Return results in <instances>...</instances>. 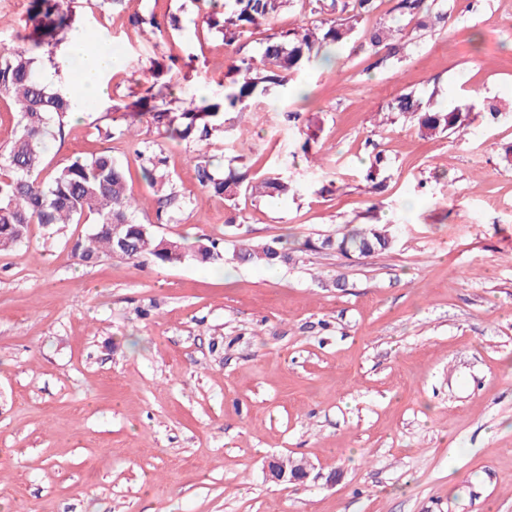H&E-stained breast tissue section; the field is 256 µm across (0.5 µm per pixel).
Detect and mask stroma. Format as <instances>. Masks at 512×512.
I'll list each match as a JSON object with an SVG mask.
<instances>
[{
    "label": "stroma",
    "mask_w": 512,
    "mask_h": 512,
    "mask_svg": "<svg viewBox=\"0 0 512 512\" xmlns=\"http://www.w3.org/2000/svg\"><path fill=\"white\" fill-rule=\"evenodd\" d=\"M397 2L376 0L367 24L404 29L398 57L331 51L294 76L297 95L233 114L209 148L219 174L287 162L299 196L224 200L196 180L199 144L141 123L180 196L169 223L112 109L142 96L160 53L125 15L83 11L128 67L67 122L46 169L111 152L157 235L217 239L228 254L283 236L298 255L276 269L85 266L72 244L90 225H31L0 252V512H512V0H447L432 31ZM143 4L180 16L177 81L199 98L269 35L316 20L298 6L228 46L195 0ZM408 92L503 110L424 137L380 119ZM363 224L386 225L391 248L303 247ZM271 456L306 459L309 480L268 481Z\"/></svg>",
    "instance_id": "obj_1"
}]
</instances>
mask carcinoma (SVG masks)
Returning <instances> with one entry per match:
<instances>
[{"label": "carcinoma", "mask_w": 512, "mask_h": 512, "mask_svg": "<svg viewBox=\"0 0 512 512\" xmlns=\"http://www.w3.org/2000/svg\"><path fill=\"white\" fill-rule=\"evenodd\" d=\"M299 0H224V11L205 15L209 30L218 32L224 43L239 42L253 29L275 21L280 14L294 7ZM75 0H29L25 24L17 34L18 45L0 49V99L15 106L18 131L5 152L0 153V250L22 243L32 224L89 223L92 231L75 241L73 250L86 264L100 256L116 252L131 260L149 257L159 264H177L192 258L201 263H238L259 261L268 267L288 265L296 260L295 250L282 237L250 245L243 243L231 257L218 250L215 243L201 240L186 245L178 240L163 241L152 227L133 218L136 199L129 187L127 171L112 153L102 151L90 157L77 156L49 176L41 177L42 164L49 143L62 134L67 119L80 111L79 103L59 88L44 80L39 68V51L56 46L72 31L91 41L95 33L83 27L74 8ZM310 12L322 16L311 26L282 30L267 38L260 59L242 58L233 62L220 82L222 92L211 98L190 97L188 106H172L171 67L154 61L152 84L136 102L138 109L115 104L112 110L123 112L125 128L119 134L133 133L143 117L148 116L171 141H194L205 146L214 139H224L228 114L250 112L271 92H289L291 77L304 71L322 52L330 47H343L352 42L364 19L376 9V0H308ZM95 7L128 15L136 31L149 29L159 34L154 44L165 45L169 31L181 30L176 14L163 17L141 7V0H96ZM398 9L417 19L425 29L446 21L447 12L430 8L427 0H398ZM402 30L383 23L364 34L371 49L388 50L394 57L400 51L398 41ZM388 111L414 122L423 136L461 132L471 123V112L460 108L425 107L414 95L403 93L388 104ZM138 158L145 151L137 150ZM147 158V157H145ZM163 158H147L142 177L162 193L163 206L174 218L179 198L172 178L163 169ZM199 184L226 200L245 192L256 199L294 196L301 185L286 171H277L263 178H251L248 172L229 170L222 177L215 175L210 157L201 155L195 165ZM125 225L129 249L118 248L112 239V225ZM392 245L387 228L367 224L341 236L307 241V248L334 251L341 255H368L385 251Z\"/></svg>", "instance_id": "1"}]
</instances>
